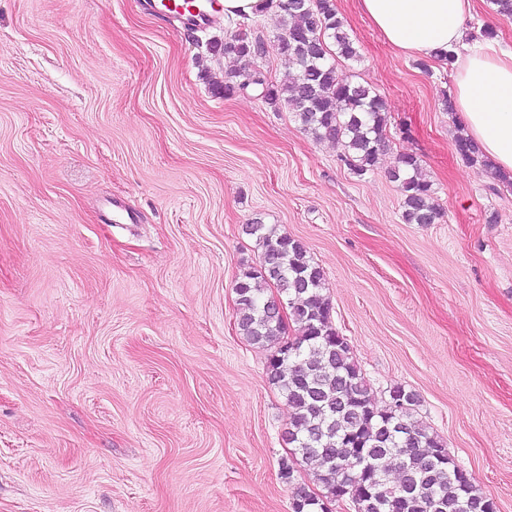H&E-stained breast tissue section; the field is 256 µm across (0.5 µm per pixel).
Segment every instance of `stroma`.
I'll use <instances>...</instances> for the list:
<instances>
[{"label": "stroma", "instance_id": "obj_1", "mask_svg": "<svg viewBox=\"0 0 512 512\" xmlns=\"http://www.w3.org/2000/svg\"><path fill=\"white\" fill-rule=\"evenodd\" d=\"M334 3L360 54L340 68L389 116L362 177L257 91H212L234 62L209 43L241 27L284 79L273 12L192 31L146 0H0V512H291L290 409L237 326L256 222L323 270L374 403L414 393L512 512V186L456 151L454 67L396 54L356 0ZM467 25L512 48L492 0ZM402 153L435 223L402 217Z\"/></svg>", "mask_w": 512, "mask_h": 512}]
</instances>
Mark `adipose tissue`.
I'll list each match as a JSON object with an SVG mask.
<instances>
[{"label":"adipose tissue","mask_w":512,"mask_h":512,"mask_svg":"<svg viewBox=\"0 0 512 512\" xmlns=\"http://www.w3.org/2000/svg\"><path fill=\"white\" fill-rule=\"evenodd\" d=\"M359 11L395 52L455 60L454 104L468 138L492 168L512 175V51L467 45L474 0H357Z\"/></svg>","instance_id":"ef3b65f1"}]
</instances>
